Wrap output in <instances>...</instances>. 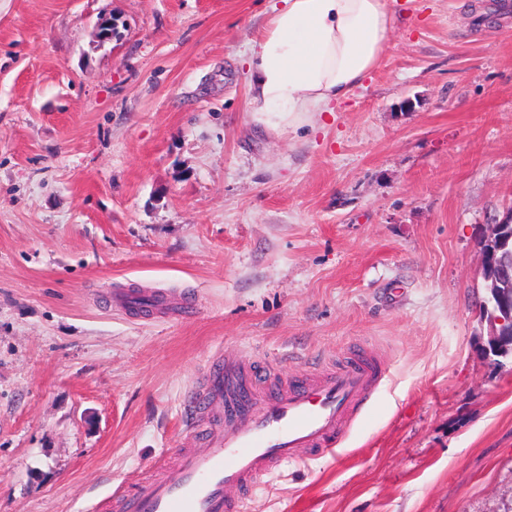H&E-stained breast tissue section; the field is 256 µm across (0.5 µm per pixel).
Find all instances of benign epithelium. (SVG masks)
<instances>
[{"label": "benign epithelium", "instance_id": "1", "mask_svg": "<svg viewBox=\"0 0 512 512\" xmlns=\"http://www.w3.org/2000/svg\"><path fill=\"white\" fill-rule=\"evenodd\" d=\"M512 223V210L498 222L489 225L481 252V268L486 281L488 296L482 307L492 306L497 313L489 319V338L496 355L506 357L512 353V289L505 285L512 278L501 268L497 252L491 248L494 241L503 239L507 225Z\"/></svg>", "mask_w": 512, "mask_h": 512}]
</instances>
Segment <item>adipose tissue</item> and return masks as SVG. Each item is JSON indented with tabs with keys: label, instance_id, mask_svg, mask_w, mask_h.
<instances>
[{
	"label": "adipose tissue",
	"instance_id": "1",
	"mask_svg": "<svg viewBox=\"0 0 512 512\" xmlns=\"http://www.w3.org/2000/svg\"><path fill=\"white\" fill-rule=\"evenodd\" d=\"M395 26L387 0H280L250 45L248 112L281 135L333 111L378 64Z\"/></svg>",
	"mask_w": 512,
	"mask_h": 512
}]
</instances>
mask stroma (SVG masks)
Masks as SVG:
<instances>
[{"label":"stroma","instance_id":"35a3bbf8","mask_svg":"<svg viewBox=\"0 0 512 512\" xmlns=\"http://www.w3.org/2000/svg\"><path fill=\"white\" fill-rule=\"evenodd\" d=\"M388 2L379 65L278 136L246 110L277 0H0V512L149 482L217 358L290 377L361 345L387 375L337 455L247 512H512V358L480 313L512 209V7ZM129 288L197 312L111 307Z\"/></svg>","mask_w":512,"mask_h":512}]
</instances>
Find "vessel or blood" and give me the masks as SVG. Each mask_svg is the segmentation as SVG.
Instances as JSON below:
<instances>
[{"mask_svg":"<svg viewBox=\"0 0 512 512\" xmlns=\"http://www.w3.org/2000/svg\"><path fill=\"white\" fill-rule=\"evenodd\" d=\"M138 298L173 316L194 310L146 291L115 293L112 303L129 307ZM385 375L384 361L363 349L339 367H310L285 380L265 365L216 361L187 404L190 423L207 422L204 438L154 480L111 496V512H244L261 477L303 455L333 453ZM229 486L238 497L226 496Z\"/></svg>","mask_w":512,"mask_h":512,"instance_id":"1","label":"vessel or blood"}]
</instances>
